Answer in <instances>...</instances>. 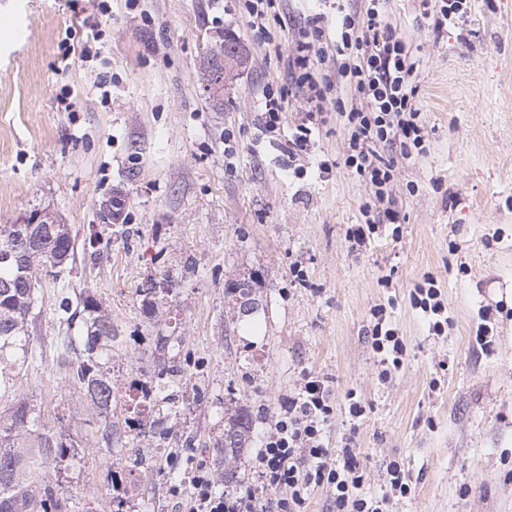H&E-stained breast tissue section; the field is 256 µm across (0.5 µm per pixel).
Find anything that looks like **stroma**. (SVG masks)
<instances>
[{"label": "stroma", "mask_w": 512, "mask_h": 512, "mask_svg": "<svg viewBox=\"0 0 512 512\" xmlns=\"http://www.w3.org/2000/svg\"><path fill=\"white\" fill-rule=\"evenodd\" d=\"M366 6L277 0L258 28L245 0H0V226L43 210L75 238L60 277L40 280L34 336L47 346L61 334L63 294L93 295L117 335L121 411L127 387L154 375L158 334L181 337L194 364L168 447L140 437L144 467L127 491L128 446L97 447L84 394L53 358L24 377L19 397L79 452L63 486L88 512H185L171 487L190 456L223 490L215 442L233 405L253 417L237 482L259 486L256 450L304 370L325 379L336 408L329 446L340 453L354 437L365 492L380 493L390 462L409 475L411 493L392 512H512V0H465L462 23L439 32L419 0H386V21L414 52L426 152L395 175L399 238L386 230L354 251L345 233L362 222L369 191L344 165L335 107L352 91L329 61L322 113L295 155L307 94L288 58L312 18L331 32L340 13ZM17 22L30 25L28 39L15 38ZM228 35L242 57L217 94L206 54ZM271 85L288 89L272 133L261 119ZM110 198L122 203L112 223ZM427 272L448 304L441 339L409 302ZM244 274L257 278L261 306L240 320L224 284ZM165 276L177 291L150 310L142 291ZM387 303L407 353L384 384L370 309ZM484 310L486 347L476 341ZM352 392L366 405L356 424Z\"/></svg>", "instance_id": "35a3bbf8"}]
</instances>
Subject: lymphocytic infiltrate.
I'll list each match as a JSON object with an SVG mask.
<instances>
[{"label":"lymphocytic infiltrate","mask_w":512,"mask_h":512,"mask_svg":"<svg viewBox=\"0 0 512 512\" xmlns=\"http://www.w3.org/2000/svg\"><path fill=\"white\" fill-rule=\"evenodd\" d=\"M381 0H368L365 11L344 14L336 28V53L343 56L340 73L348 78L355 102L337 103L336 112L347 131L345 166L360 177L372 197L365 205L372 220L348 228L351 249L365 247L380 226L396 224L389 187L399 164L425 149L424 127L414 100L413 54L402 37L384 21ZM292 61L298 85L316 88L327 82L324 71L326 34L318 24L304 32ZM410 302L428 321L430 335L447 332L449 318L433 277H425L410 294ZM372 348L381 378L398 371L406 347L391 323L386 307L373 309ZM334 416L323 379L304 374L303 384L280 404L278 420L255 455L256 473L266 490L257 495L251 486L220 493L205 464L191 466L190 512H302L310 487L327 486L336 512H388L391 498L411 492L399 466L388 467L382 495L365 493L366 476L352 446L332 460L325 443L326 428Z\"/></svg>","instance_id":"lymphocytic-infiltrate-1"}]
</instances>
